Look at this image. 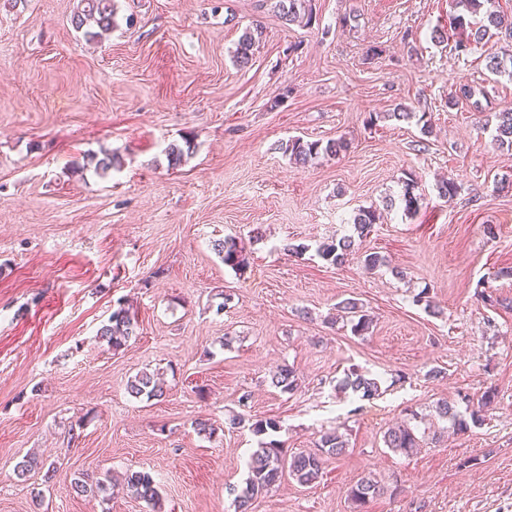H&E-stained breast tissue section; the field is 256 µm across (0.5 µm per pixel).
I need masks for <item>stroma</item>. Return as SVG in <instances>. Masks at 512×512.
Segmentation results:
<instances>
[{"label": "stroma", "mask_w": 512, "mask_h": 512, "mask_svg": "<svg viewBox=\"0 0 512 512\" xmlns=\"http://www.w3.org/2000/svg\"><path fill=\"white\" fill-rule=\"evenodd\" d=\"M77 3L0 0V512H148L121 490L72 489L130 469L154 476L162 512H235L229 489L258 443L247 423L268 417L284 457L334 430L348 448L313 484L283 477L253 512H350L347 488L367 473L389 489L368 512H512V277L499 274L512 267V151L492 140L512 76L486 67L512 39L467 56L435 42L453 0H312L308 26L275 0H116L118 28L90 41L71 24ZM463 85L474 96L449 104ZM401 108L412 120L394 119ZM292 137L348 147L301 167L277 149ZM187 138L192 154L169 166ZM105 150L121 166L101 176L88 157ZM410 178L411 214L396 203ZM370 206L380 219L362 247L389 266L317 257ZM225 237L245 247L244 272L215 251ZM424 289L436 313L413 304ZM347 299L370 315L366 335ZM121 300L136 334L115 352L96 333ZM284 363L292 394L270 384ZM353 365L382 395L338 392ZM144 370L163 374L164 398L129 394ZM491 387L497 406L468 433L410 455L384 447L411 413ZM30 453L53 478L16 477ZM340 308L343 309V312L347 314L346 317L349 318L351 332L353 335L363 336L368 333L370 325L372 324V319L368 314L363 313L365 311L358 306V303L355 300L347 299L346 301H343ZM270 383L284 393H293L298 389V374L293 366L281 364L269 371Z\"/></svg>", "instance_id": "35a3bbf8"}]
</instances>
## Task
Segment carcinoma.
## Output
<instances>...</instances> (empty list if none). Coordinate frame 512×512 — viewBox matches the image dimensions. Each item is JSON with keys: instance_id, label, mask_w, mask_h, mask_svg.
I'll return each instance as SVG.
<instances>
[{"instance_id": "obj_1", "label": "carcinoma", "mask_w": 512, "mask_h": 512, "mask_svg": "<svg viewBox=\"0 0 512 512\" xmlns=\"http://www.w3.org/2000/svg\"><path fill=\"white\" fill-rule=\"evenodd\" d=\"M489 0H456L457 14L450 22L451 33L440 29L433 31V39L438 42L453 40V49L457 54H468L472 46L481 43L495 29L512 36V17L487 7ZM275 8L281 19L289 24L308 25L313 19L311 0H276ZM72 25L78 30H85V36L98 38L118 27L116 19L115 0H79L76 11L71 19ZM254 32L245 31L237 43L233 54L234 61L240 67H245L252 59L251 51L255 45ZM494 141L501 147L512 148V109L498 113V124L495 127ZM344 139L329 140L325 143L305 141L292 138L277 145V149L293 160L297 165H307L319 155L336 156L346 150ZM94 164V172L104 175L120 165V158L109 152L90 158ZM416 184L412 180L404 182L400 204L407 212H415L419 208L421 196L415 193ZM380 219V214L372 208H360L349 220L353 232L338 240L320 243L316 252L319 257L331 265L340 266L350 260L357 259L371 270L385 267L388 260L378 252L360 251L356 248V240L366 237L373 224ZM214 250L221 255L224 265L242 272L248 266L245 247L233 238L219 240L214 244ZM341 309L347 314L351 324V332L355 336L368 333L372 319L363 313L361 307L353 299L342 302ZM135 315L123 305L112 310L108 323L98 330V338L114 351L122 349L129 339L135 335ZM270 383L284 393H293L298 389V374L294 367L281 364L269 371ZM338 389L353 394L362 399H373L381 394V383L357 367H352L345 373ZM129 393L138 398L145 396L149 399H159L166 393L160 373L146 371L136 375L128 383ZM497 394L495 389L486 390L477 401V409L472 411L470 419L462 418L454 405L446 400L436 403L435 417L452 423L457 432H466L469 423L477 424L483 421V415L494 409ZM252 431L259 436L258 448L250 456L247 463V473L244 485L232 489L235 493L236 512H252L253 501L262 494L272 491L280 482L283 473H288L301 485H309L322 476L324 457L342 456L346 453L347 442L343 435L336 431L321 435L319 449L316 452H300L289 460H284L282 444L273 438L280 431L279 421L275 419H260L252 423ZM384 446L394 453L409 455L421 447L423 439L418 437L417 427L408 423L389 429L383 437ZM44 461L35 455H27L16 465L15 475L19 479L36 468H43ZM117 487L122 488L135 498L146 503L152 512H158L159 491L156 482L147 471L129 470L114 482L108 478L86 477L74 482V492L78 495H93L107 497L109 492ZM385 488L372 475H364L354 481L347 490V498L352 512H367V505L375 498L383 495Z\"/></svg>"}]
</instances>
